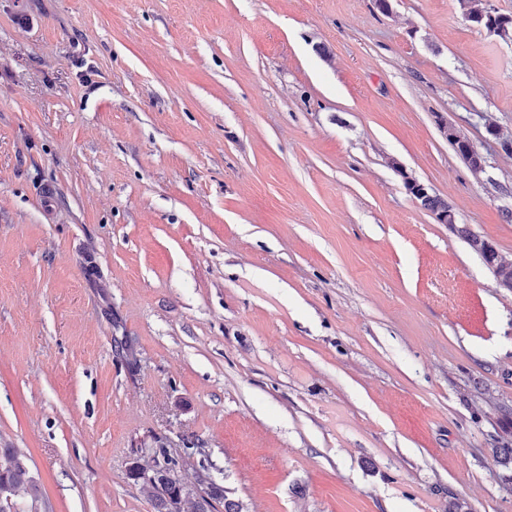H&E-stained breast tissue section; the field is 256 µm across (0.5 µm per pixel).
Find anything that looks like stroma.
Segmentation results:
<instances>
[{
	"label": "stroma",
	"mask_w": 512,
	"mask_h": 512,
	"mask_svg": "<svg viewBox=\"0 0 512 512\" xmlns=\"http://www.w3.org/2000/svg\"><path fill=\"white\" fill-rule=\"evenodd\" d=\"M0 0V448L48 512H512V40L459 0ZM484 163L473 172L440 126ZM405 188L414 196V198L420 203V205L430 211L435 217H439L442 214L448 213V217L443 216L438 223L447 224L448 225L455 223V216L451 209L448 211V203H446L441 198L436 195H432L431 193L418 195L414 190V186L411 187L405 181ZM449 229L464 239L481 257L486 267L492 272L497 284L503 288H512V265L499 263L495 251L488 247L485 239L473 233L466 225H452ZM179 462L169 458L164 465L153 470L142 472L133 466L129 475L134 480H141L144 492L154 504L156 512H188L181 511L179 504H191L192 512H217V507L224 503V512H239L238 506L224 497V490L217 484L209 482L207 491L198 494L188 488L177 476Z\"/></svg>",
	"instance_id": "obj_1"
}]
</instances>
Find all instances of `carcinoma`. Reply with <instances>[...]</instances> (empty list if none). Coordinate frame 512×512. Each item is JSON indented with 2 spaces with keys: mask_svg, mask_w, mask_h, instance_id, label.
<instances>
[{
  "mask_svg": "<svg viewBox=\"0 0 512 512\" xmlns=\"http://www.w3.org/2000/svg\"><path fill=\"white\" fill-rule=\"evenodd\" d=\"M465 19L473 26L484 29L503 39H512V15L491 13L486 0H460ZM453 146L459 156L475 171L482 166L483 158L471 151L470 145L457 141ZM406 189L414 195L420 205L438 217L448 212V203L430 193L419 195L411 186ZM450 230L464 239L481 257L492 272L497 284L512 288V265L499 263L495 251L488 247L485 239L473 233L465 225H452ZM179 462L169 458L164 465L148 475L135 466L129 475L142 482L144 492L154 504L156 512H181L180 505H191V512H217L224 505V512H239L237 505L224 497V490L215 483H208L207 491L199 494L188 488L177 476ZM11 503L8 512H39L40 488L31 472L25 455L16 448H0V504Z\"/></svg>",
  "mask_w": 512,
  "mask_h": 512,
  "instance_id": "1",
  "label": "carcinoma"
}]
</instances>
